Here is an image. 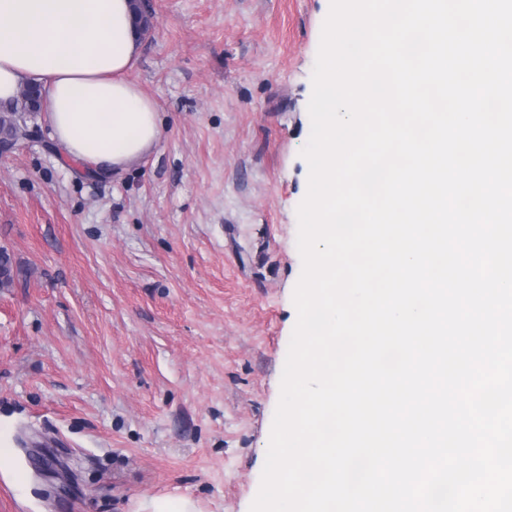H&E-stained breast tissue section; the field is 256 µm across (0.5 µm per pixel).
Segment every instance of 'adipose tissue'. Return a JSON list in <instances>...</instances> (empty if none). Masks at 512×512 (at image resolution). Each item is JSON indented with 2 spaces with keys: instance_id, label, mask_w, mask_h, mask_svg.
I'll use <instances>...</instances> for the list:
<instances>
[{
  "instance_id": "adipose-tissue-1",
  "label": "adipose tissue",
  "mask_w": 512,
  "mask_h": 512,
  "mask_svg": "<svg viewBox=\"0 0 512 512\" xmlns=\"http://www.w3.org/2000/svg\"><path fill=\"white\" fill-rule=\"evenodd\" d=\"M140 48L130 0H0V104L40 86L64 154L122 175L162 133L155 101L129 78Z\"/></svg>"
}]
</instances>
